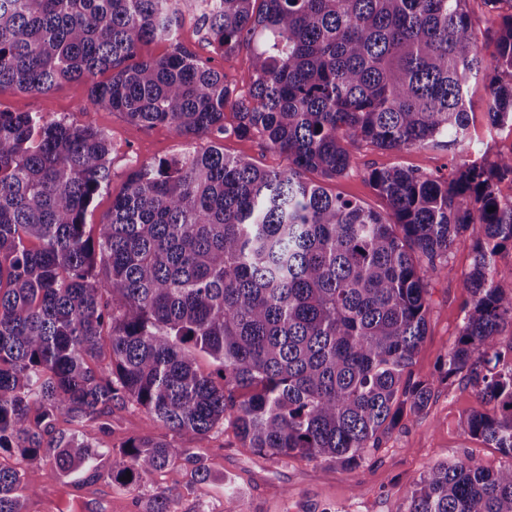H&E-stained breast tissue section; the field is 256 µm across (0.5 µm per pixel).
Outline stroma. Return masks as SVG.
<instances>
[{"label":"stroma","mask_w":512,"mask_h":512,"mask_svg":"<svg viewBox=\"0 0 512 512\" xmlns=\"http://www.w3.org/2000/svg\"><path fill=\"white\" fill-rule=\"evenodd\" d=\"M178 32L188 49L209 60L239 92L247 91L249 46H241L230 56L215 51L199 35L196 17L188 10L182 13ZM88 88L86 81L77 80L63 83L48 94L4 89L0 91V111L34 112L48 122L90 123L104 130L110 143L112 181L94 197L86 213V223L96 225L111 211L113 199L123 192L136 165L175 157L189 150H203L212 140L206 136L190 140L165 125L136 126L108 109L81 111ZM471 99V138L459 149L457 157H450L444 150L411 148L389 152L363 144L354 151L350 170L340 178L323 181L325 189L380 211L385 202L368 180L370 169L402 165L444 177L453 159L481 156L491 162L512 153L511 137L487 129V96L482 84L472 85ZM221 144L225 154L247 159L263 169L277 170L288 164L284 154L255 137L230 135ZM473 248L471 233L460 235L448 258L447 274L428 283L427 336L414 358L412 377L430 375L439 358L459 336L468 300L462 280L472 263ZM483 408L464 378L455 377L436 385L426 413L404 418L398 428L383 438L380 449L369 453L365 462L352 471L299 457L255 454L242 446L229 427L205 438L191 433L180 438L181 444L200 455L210 468L214 479L206 484L194 482L189 470L178 467L153 474L137 486L124 487L104 479L93 484L76 481L64 486L54 466L44 462L36 468V492L23 494L24 512H55L59 499L68 494L80 504V512H146L147 502L157 495L170 497L174 512H227L229 503L221 482L227 475L235 478L244 491L237 503L238 512H322L326 507L333 512H405L409 490L429 465L449 464L468 456L490 469L512 464L511 457L471 438L461 429L462 418ZM82 431L106 446L120 443L133 434L154 437L164 434L163 429L135 407L116 411L109 433H99L90 424L84 425Z\"/></svg>","instance_id":"stroma-1"}]
</instances>
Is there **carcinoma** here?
<instances>
[{"label": "carcinoma", "instance_id": "cac0c4a2", "mask_svg": "<svg viewBox=\"0 0 512 512\" xmlns=\"http://www.w3.org/2000/svg\"><path fill=\"white\" fill-rule=\"evenodd\" d=\"M469 2L218 0L202 25L225 55L251 46L243 95L177 37L193 0H0V89L86 80L83 112L192 139L253 136L288 157L265 170L213 144L142 164L93 228L86 212L112 177L104 132L0 112V456L25 462L0 465V512H23L19 491L36 489L42 461L63 478L123 486L178 464L214 479L174 439L80 438L86 422L109 432L112 409L129 404L174 437L226 424L260 455L353 469L428 408L435 384L461 375L493 405L462 430L512 457V347L501 349L512 291L495 268L512 245V198L499 192L512 153L455 163L446 179L374 168L381 212L306 179L343 176L363 143L454 153L468 140L473 81L489 131L512 134V13L479 0L494 31L490 70ZM155 40L170 51L138 57ZM467 231L459 337L413 379L427 281L448 273ZM406 512H512V465H431Z\"/></svg>", "mask_w": 512, "mask_h": 512}]
</instances>
